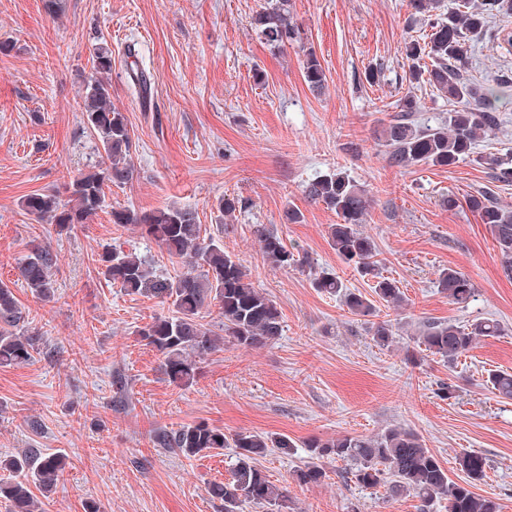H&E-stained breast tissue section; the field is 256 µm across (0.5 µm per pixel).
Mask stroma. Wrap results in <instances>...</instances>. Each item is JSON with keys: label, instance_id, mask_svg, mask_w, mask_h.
<instances>
[{"label": "stroma", "instance_id": "stroma-1", "mask_svg": "<svg viewBox=\"0 0 512 512\" xmlns=\"http://www.w3.org/2000/svg\"><path fill=\"white\" fill-rule=\"evenodd\" d=\"M264 0H0V282L13 289L25 316L22 332L38 336L29 363L0 367V456L40 448L66 458L44 512H224L208 485L227 480L236 451L185 458L157 447L162 430L204 421L225 434L285 435L295 454L272 448L257 465L287 486V512H417L416 498H390L343 480L346 465L324 461L321 482L301 484L304 441L375 436L394 426L413 430L447 468L458 457L487 461L479 494L512 512V401L485 384L489 371L512 373V279L505 277L488 225L467 197L493 187L512 206V182L493 183L486 158L512 164V55L479 41L463 76L496 87L500 126L480 137L473 158L450 167L391 165L383 129L406 96L419 104L420 124L436 126L455 109L436 89L410 79L405 44L428 34L410 0H291L301 43L268 45L252 23ZM112 51V102L132 136L131 182L106 188L105 209L71 234L35 220L25 196L64 191L93 171L102 146L83 116V88L97 47ZM326 74L322 93L303 77L306 53ZM380 66L378 83L366 68ZM152 79L148 102L133 94L131 69ZM332 168L362 186L370 207L360 229L378 249L382 272L407 297L400 309L376 303L370 317L351 315L339 297L313 288L314 273L338 277L371 295L367 279L337 256L328 231L339 218L310 200L307 183ZM232 195L244 207L231 217L217 209ZM458 198L448 210L447 196ZM195 209L203 229L224 230V248L249 269L254 285L276 304L278 340L245 347L225 339L201 355L188 387L170 383L162 356L138 334L170 317L168 299L126 294L103 276L100 255L121 243L148 260L154 275L184 268L134 226L113 223L109 206ZM301 221L287 224V208ZM272 231L304 257L288 269L264 259L260 235ZM57 257L55 299L24 288L19 265L32 245ZM453 268L477 292L467 307L438 286ZM493 319L502 335L482 340L455 363L417 342L425 321ZM391 321V346L372 339V322ZM454 387L439 397L441 384Z\"/></svg>", "mask_w": 512, "mask_h": 512}]
</instances>
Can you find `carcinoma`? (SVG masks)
Instances as JSON below:
<instances>
[{"label": "carcinoma", "instance_id": "obj_1", "mask_svg": "<svg viewBox=\"0 0 512 512\" xmlns=\"http://www.w3.org/2000/svg\"><path fill=\"white\" fill-rule=\"evenodd\" d=\"M415 13L430 27L428 42L412 40L405 44L407 57L419 61L431 59V66H414L415 80L426 82L462 104L448 113L435 127L416 122L417 102L411 96L399 104V112L384 130L388 161L399 167L419 164L448 167L474 154L479 137L500 123L493 90L484 92L467 83L462 75L470 42L488 38L506 54L512 53V31L490 29L489 19L512 12V0H480L465 10L438 12V0H410ZM262 38L274 47L301 41L299 28L290 19V0H266L254 17ZM96 74L86 81L84 112L87 124L101 142L104 155L98 168L81 175L69 186V199L63 201L54 191L33 193L23 200V208L38 220L48 219L60 234H68L78 224H87L105 203V188L129 183L134 176L131 163V133L127 118L112 104L111 85L102 75L112 70V53L98 49L94 62ZM304 81L313 90L325 88L326 75L316 56L307 54L303 66ZM134 90L147 102L151 79L146 70L130 75ZM307 196L336 212L342 222L329 227V239L336 254L357 272L372 280L374 294L389 307H400L404 294L397 281L382 274L377 250L370 237L360 230L368 211L369 198L341 169L329 170L308 183ZM468 208L489 226L501 258L506 277L512 278V208L500 204L492 190L485 189L466 199ZM112 223L132 225L141 235L155 240L172 258L181 259L186 271L174 278H157L146 260L132 251L114 247L102 254L100 262L107 280L120 285L130 294L150 293L172 300L176 315L157 318L141 327L138 335L153 346L163 358L170 382L188 386L197 375L196 355L216 350L224 337L244 346L265 345L275 341L282 331L276 304L255 287L240 260L224 251V227L218 235L201 234L196 212L187 207L170 205L152 211H136L125 206L111 207ZM263 257L274 268H288L299 263L295 254L273 233L262 234ZM56 255L46 246L36 245L19 267L22 282L44 301L54 295L53 270ZM317 290L336 294L343 299L349 313L366 317L374 306L366 296L348 291L335 276L322 273L313 277ZM438 287L455 304H468L476 288L464 273L452 268L441 271ZM219 306L224 335L220 336L202 322L203 312ZM24 320L13 289L0 283V365H20L31 361L37 352V337L16 336L9 329ZM503 332L495 320L477 319L467 324L426 321L419 328L418 343L430 354L450 363L468 353L482 337ZM376 343L391 342L392 324L383 320L373 327ZM487 383L500 399L512 401V374L491 373ZM159 448H171L186 456L210 454L226 448L236 449V461L230 479L210 484L211 497L224 501V512H239L243 501L277 512L288 504V487L278 486L256 464V458L270 448L287 454L295 442L286 436L269 437L239 431L228 437L205 422L161 431L156 437ZM311 462L297 470L296 479L303 484L319 483L326 477L323 460L353 463L351 478L366 488L383 487L391 497L412 495L420 502L419 512H431L435 503H448V512H502L498 499L481 496L473 488L487 476L485 459L475 453L459 456L465 473L460 481L452 480L423 439L409 429L395 426L377 437L345 435L336 439L312 440L305 444ZM23 474L24 479L0 485V497L9 503L10 512H35L37 502L32 488L45 494L52 491L64 469L60 454H48L27 448L8 459L0 460V469Z\"/></svg>", "mask_w": 512, "mask_h": 512}]
</instances>
